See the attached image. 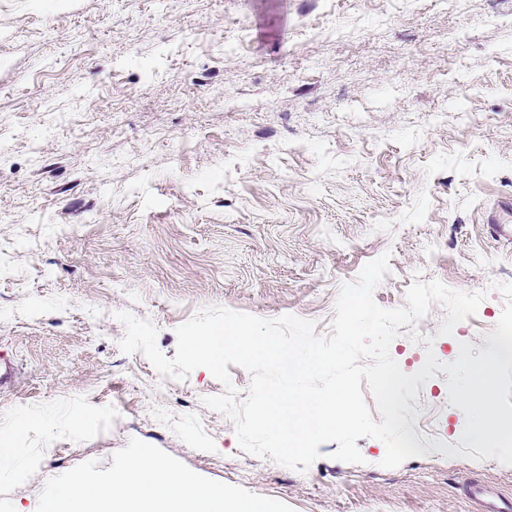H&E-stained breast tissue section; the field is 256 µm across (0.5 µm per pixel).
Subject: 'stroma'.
Segmentation results:
<instances>
[{"instance_id": "obj_1", "label": "stroma", "mask_w": 512, "mask_h": 512, "mask_svg": "<svg viewBox=\"0 0 512 512\" xmlns=\"http://www.w3.org/2000/svg\"><path fill=\"white\" fill-rule=\"evenodd\" d=\"M512 0H0V512H36L46 481L108 469L131 439L293 512H480L471 478L512 499V465L448 458L464 413L448 375L419 385L408 426L425 454L381 467L321 445L297 472L243 451L205 407L224 387L180 382L118 347L116 312L176 328L222 306L328 331L343 283L389 254L374 291L417 280L484 292L453 335L432 306L389 353L475 350L512 283Z\"/></svg>"}]
</instances>
